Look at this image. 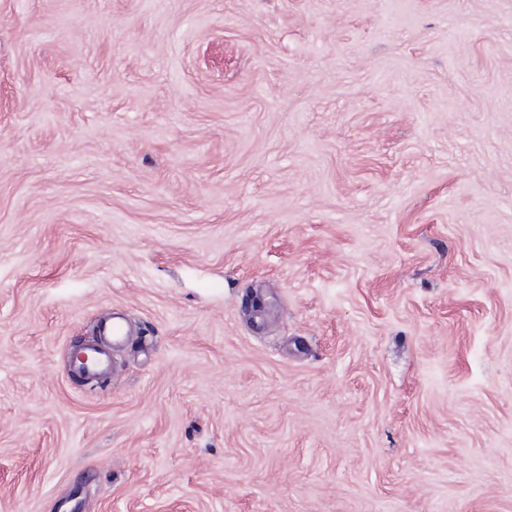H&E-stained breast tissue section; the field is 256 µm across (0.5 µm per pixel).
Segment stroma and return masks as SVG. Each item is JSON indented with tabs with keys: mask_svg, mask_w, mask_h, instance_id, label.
Here are the masks:
<instances>
[{
	"mask_svg": "<svg viewBox=\"0 0 512 512\" xmlns=\"http://www.w3.org/2000/svg\"><path fill=\"white\" fill-rule=\"evenodd\" d=\"M0 512H512V0H0ZM99 334L106 347L99 349L93 346L85 348L81 355L89 360L92 376H100L101 379L107 380L112 376L110 350L126 336V330L122 322L112 318L111 321L105 322L101 326Z\"/></svg>",
	"mask_w": 512,
	"mask_h": 512,
	"instance_id": "obj_1",
	"label": "stroma"
}]
</instances>
